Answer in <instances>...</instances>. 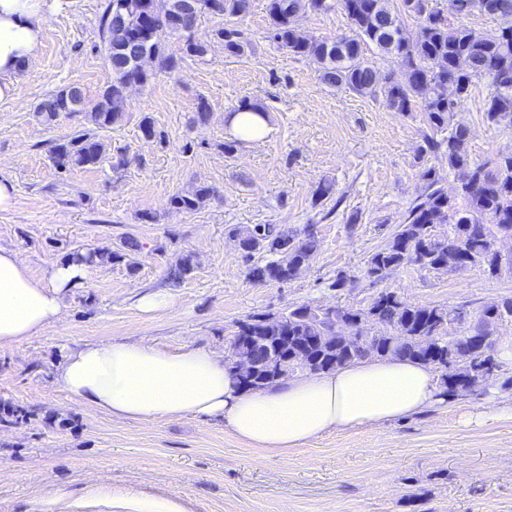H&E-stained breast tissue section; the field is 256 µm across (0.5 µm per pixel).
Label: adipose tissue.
<instances>
[{"instance_id":"adipose-tissue-1","label":"adipose tissue","mask_w":512,"mask_h":512,"mask_svg":"<svg viewBox=\"0 0 512 512\" xmlns=\"http://www.w3.org/2000/svg\"><path fill=\"white\" fill-rule=\"evenodd\" d=\"M46 22L45 0H0V99L15 96L16 77L35 59ZM85 271V264L62 258L37 276L18 253L0 247V349L60 322L63 293L81 286ZM55 380L93 412L143 424L188 415L220 419L252 448L282 457L324 435L407 417L441 401L432 367L408 357H366L252 391L216 352L140 341L67 350Z\"/></svg>"}]
</instances>
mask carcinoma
Returning <instances> with one entry per match:
<instances>
[{"label":"carcinoma","mask_w":512,"mask_h":512,"mask_svg":"<svg viewBox=\"0 0 512 512\" xmlns=\"http://www.w3.org/2000/svg\"><path fill=\"white\" fill-rule=\"evenodd\" d=\"M101 18L105 60L112 80L92 101L83 90L67 86L41 101L36 112L45 121L61 113L83 112L94 125L91 130L74 131L52 148L54 165L94 167L104 160L105 146L94 129H110L125 110L130 82L146 85L155 72L136 69V61L145 52L153 56L156 68L170 72L180 58L166 52V40L177 34L184 38L183 54L201 57L206 47L191 33L198 17L240 16L249 9V0H121L125 26L112 23L113 3ZM351 23L350 35L329 41L308 38L298 33L294 19L301 11H324L327 0H269L271 19L269 38L288 53L312 58L320 65L322 81L337 89L382 98L396 112L415 108L425 114L432 134L424 135V151L445 161L454 171L470 173V180L459 184L456 194L448 195L442 178L434 168L422 173L424 192L410 206L404 222L391 240L374 252L365 275L380 280L405 265L422 269L458 271L479 268L491 277L512 273V256L498 253L495 239L512 236V154H502L492 163H477L470 158V129L455 121L459 102L468 96L473 84L484 80L490 88L484 117L490 123L512 125V0H490L486 14L498 17L500 24L492 31H477L463 23L471 12V0H448L443 11L429 7L430 0H340ZM405 13L420 20L416 36H409L398 23ZM216 35L224 40V50L239 55L251 47V41L239 29L221 27ZM373 44L397 63L403 79L381 77L364 60L365 46ZM455 92L448 98V82ZM445 133L437 139L435 135ZM212 188L201 186L191 195L171 196L170 205L196 210L210 197ZM448 230L439 234L436 228ZM246 260L268 252L273 259L249 267V277L258 282L286 283L298 269L308 265L319 249L314 232L275 230L268 224L236 230ZM72 258L88 265L95 260L119 261L125 254L99 250L74 253ZM343 319L351 326H383L391 332L376 343L363 340L356 344L323 343L330 335V324L319 308L303 304L278 316L256 314L236 323L243 336H262L264 346L255 350L258 359L266 350L280 347L293 353L307 354L318 372L336 369L365 357L402 356L430 364L441 372L444 395L458 396L472 390H488L493 377V363L500 362L496 340L490 329L504 318L512 317V298L498 307H485L473 316L467 333L448 335V322L457 310L437 305H412L388 289L377 294L365 308H341ZM470 358L478 371L463 377L452 371L451 362Z\"/></svg>","instance_id":"1"}]
</instances>
